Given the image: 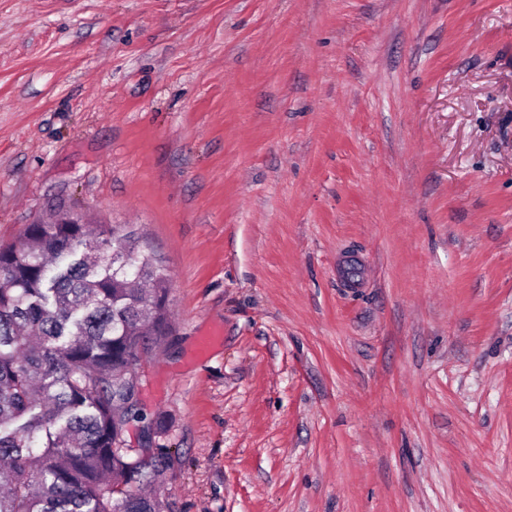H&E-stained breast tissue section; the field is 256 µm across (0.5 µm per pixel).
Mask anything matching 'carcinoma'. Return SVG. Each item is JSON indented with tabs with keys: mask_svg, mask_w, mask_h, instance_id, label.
<instances>
[{
	"mask_svg": "<svg viewBox=\"0 0 512 512\" xmlns=\"http://www.w3.org/2000/svg\"><path fill=\"white\" fill-rule=\"evenodd\" d=\"M117 225L30 224L0 248V512H162L169 467L115 447L134 348L165 337L170 273Z\"/></svg>",
	"mask_w": 512,
	"mask_h": 512,
	"instance_id": "carcinoma-1",
	"label": "carcinoma"
}]
</instances>
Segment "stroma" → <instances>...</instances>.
Masks as SVG:
<instances>
[{
  "label": "stroma",
  "instance_id": "35a3bbf8",
  "mask_svg": "<svg viewBox=\"0 0 512 512\" xmlns=\"http://www.w3.org/2000/svg\"><path fill=\"white\" fill-rule=\"evenodd\" d=\"M66 210L172 276L165 512H512V0H0V247Z\"/></svg>",
  "mask_w": 512,
  "mask_h": 512
}]
</instances>
